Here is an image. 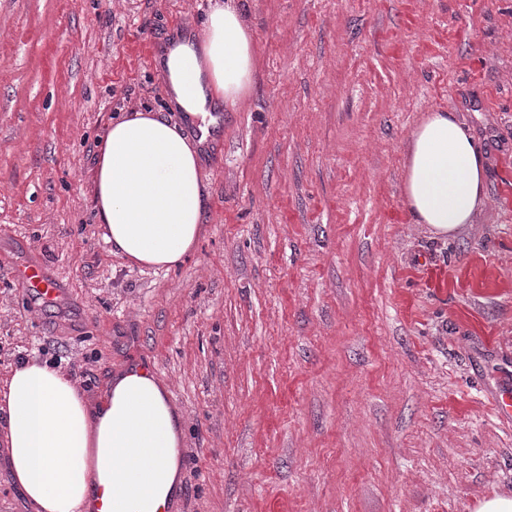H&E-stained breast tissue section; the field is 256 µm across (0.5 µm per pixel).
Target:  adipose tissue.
<instances>
[{"label":"adipose tissue","mask_w":512,"mask_h":512,"mask_svg":"<svg viewBox=\"0 0 512 512\" xmlns=\"http://www.w3.org/2000/svg\"><path fill=\"white\" fill-rule=\"evenodd\" d=\"M163 92L183 122L135 112L109 125L92 170L95 218L113 250L171 269L203 232L204 162L188 125L219 134L215 112H234L254 81V37L243 0H210L197 29L175 31L156 51ZM409 219L439 236L475 223L486 202L484 154L452 111L412 130L402 181ZM0 442L35 512H87L98 488L116 490L115 512H158L178 474L176 413L152 377L119 376L95 408L62 370L37 359L0 384Z\"/></svg>","instance_id":"obj_1"}]
</instances>
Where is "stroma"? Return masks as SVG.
Segmentation results:
<instances>
[{"mask_svg":"<svg viewBox=\"0 0 512 512\" xmlns=\"http://www.w3.org/2000/svg\"><path fill=\"white\" fill-rule=\"evenodd\" d=\"M209 0H0V380L99 400L133 361L181 422L182 512H475L512 496V0H246L254 85L222 115L204 230L113 253L89 186L112 119L167 111L153 53ZM459 112L487 203L411 223L410 132ZM64 288L21 299L11 266Z\"/></svg>","mask_w":512,"mask_h":512,"instance_id":"35a3bbf8","label":"stroma"}]
</instances>
